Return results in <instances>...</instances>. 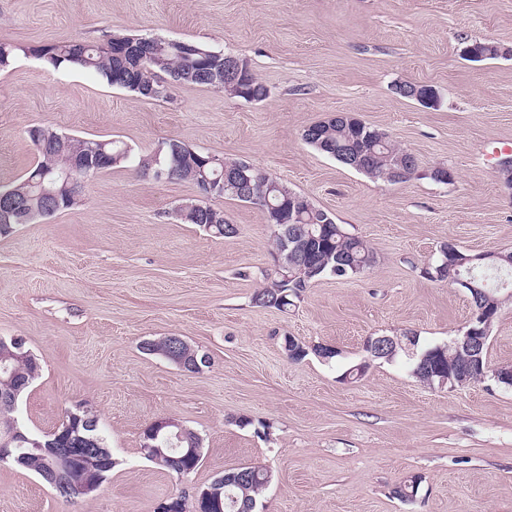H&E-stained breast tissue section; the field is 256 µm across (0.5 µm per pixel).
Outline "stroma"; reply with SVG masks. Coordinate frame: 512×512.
Masks as SVG:
<instances>
[{"instance_id":"obj_1","label":"stroma","mask_w":512,"mask_h":512,"mask_svg":"<svg viewBox=\"0 0 512 512\" xmlns=\"http://www.w3.org/2000/svg\"><path fill=\"white\" fill-rule=\"evenodd\" d=\"M119 32L240 57L269 95L248 102L182 85L149 100L27 52ZM483 40L502 56L463 57ZM1 41L22 52L0 70V182L36 163L33 125L119 139L137 156L177 139L277 177L364 239L375 261L312 283L287 310L256 307L274 269L262 211L213 199L238 233L212 237L175 215L195 186L142 178L127 163L89 178L78 205L0 236V336L23 338L41 360L20 419L44 434L85 406L116 461L73 503L0 463V512H156L243 466L271 477L255 512H512V388L491 376L430 387L405 359L373 361L364 349L368 337L409 332L423 350L467 324L468 291L424 273L441 244L512 250V192L495 160L512 155V0H0ZM402 82L433 86L439 106L399 96ZM341 112L411 152L416 174L374 180L303 141L306 127ZM437 166L453 181L432 180ZM166 336L207 353L208 367L188 372L141 350ZM288 336L336 355L290 360ZM488 360L512 366V298L490 329ZM364 361L365 376L347 379ZM160 417L201 435L195 472L144 458L143 432ZM412 480L416 495L401 499Z\"/></svg>"}]
</instances>
